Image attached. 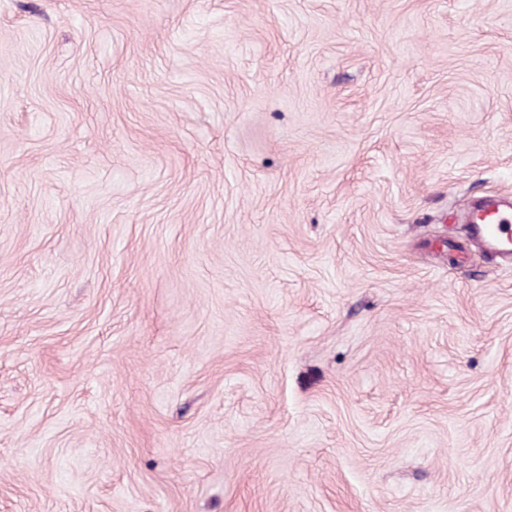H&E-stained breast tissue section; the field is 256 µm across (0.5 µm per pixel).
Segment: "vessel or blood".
<instances>
[{
  "label": "vessel or blood",
  "instance_id": "vessel-or-blood-1",
  "mask_svg": "<svg viewBox=\"0 0 512 512\" xmlns=\"http://www.w3.org/2000/svg\"><path fill=\"white\" fill-rule=\"evenodd\" d=\"M468 232L475 244L503 259L512 258V199L485 196L468 218Z\"/></svg>",
  "mask_w": 512,
  "mask_h": 512
}]
</instances>
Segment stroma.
<instances>
[{
    "mask_svg": "<svg viewBox=\"0 0 512 512\" xmlns=\"http://www.w3.org/2000/svg\"><path fill=\"white\" fill-rule=\"evenodd\" d=\"M512 0H0V512H512ZM472 241L509 261L512 256V201L500 194L486 195L468 218Z\"/></svg>",
    "mask_w": 512,
    "mask_h": 512,
    "instance_id": "stroma-1",
    "label": "stroma"
}]
</instances>
